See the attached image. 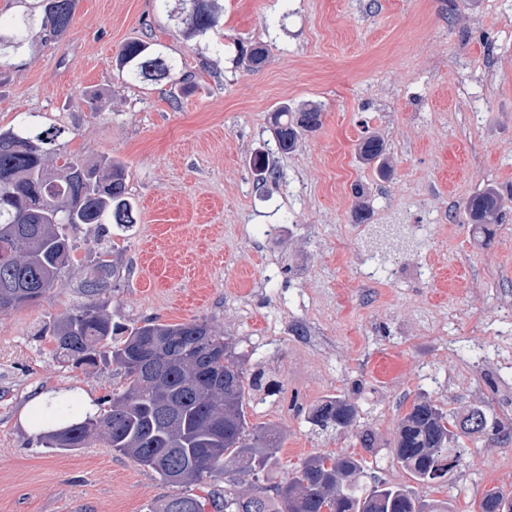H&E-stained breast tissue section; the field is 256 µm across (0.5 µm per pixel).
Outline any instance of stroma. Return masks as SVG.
<instances>
[{"label": "stroma", "instance_id": "obj_1", "mask_svg": "<svg viewBox=\"0 0 512 512\" xmlns=\"http://www.w3.org/2000/svg\"><path fill=\"white\" fill-rule=\"evenodd\" d=\"M143 36L185 82L121 83L117 52ZM219 38L220 58L159 0H78L68 34L0 66V127L36 112L62 128L60 151L126 165L137 222L112 231L123 276L103 299L115 321H207L264 370L277 401L355 403L342 434L250 409L282 433L275 469L193 494H260L309 457L359 452L364 429L378 442L367 478L412 484L391 442L418 395L512 421V218L488 238L462 208L512 187V0H224ZM259 44L269 55L254 70L238 50ZM309 103L320 127L278 152L273 112ZM372 134L385 164L359 156ZM258 153L275 171L262 183ZM82 279L73 268L35 306L0 315V512H148L178 492L96 443L38 447L42 409L20 416L39 391L97 401L124 383L59 362L37 338L82 301ZM460 452L425 499L478 512L485 491H512V440L466 439Z\"/></svg>", "mask_w": 512, "mask_h": 512}]
</instances>
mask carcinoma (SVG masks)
Listing matches in <instances>:
<instances>
[{
	"instance_id": "cac0c4a2",
	"label": "carcinoma",
	"mask_w": 512,
	"mask_h": 512,
	"mask_svg": "<svg viewBox=\"0 0 512 512\" xmlns=\"http://www.w3.org/2000/svg\"><path fill=\"white\" fill-rule=\"evenodd\" d=\"M77 0H34L11 24L0 28V59L34 48V40L55 39L75 18ZM224 13L222 0H178L169 17L184 25L190 39L212 41ZM118 74L125 82L175 79L179 62L143 39L127 41L118 52ZM321 110L306 106L296 113L283 106L273 115L272 135L278 150L294 151L307 132L321 125ZM63 134L43 128L26 112L16 123L0 128V243L11 244L0 257V314L37 303L56 288L73 265L69 230L95 224L101 230L99 249L85 264L86 300L41 330L53 345V355L75 368L114 366L127 378L126 387L109 398L108 408L94 414L75 408L63 395L46 405L47 427L35 434L36 444L49 451L84 448L91 440L134 459L171 485H189L204 478L250 472L260 478L277 463L280 436L272 426L250 424L248 407L254 393L275 389L264 371L246 367L247 356L236 343L197 319L164 324L147 318L123 326L112 321L97 296L121 278L112 260L108 225L127 228L136 223V208L128 193L125 166L109 161L94 165L50 145ZM368 160H383V142L371 135L360 146ZM512 201L489 187L471 196L463 213L471 224L503 220ZM165 336L169 350L156 352ZM224 349L209 361V376L196 374L189 356L204 349L202 340ZM356 407L332 397L308 413L323 430L343 432L354 426ZM512 437V425L488 418L474 406L460 416L448 413L428 397L417 398L402 418L392 454L412 478L429 485L445 481L460 465L455 446L468 438ZM363 458L316 455L296 474L270 487L271 495L243 498L224 488V501L212 500L214 512H453L447 502H430L408 485L361 481ZM481 512H512V493L486 491ZM151 512H205V502L192 494L165 499Z\"/></svg>"
}]
</instances>
